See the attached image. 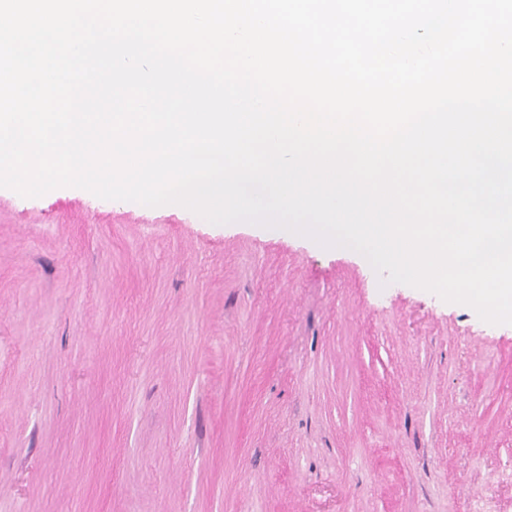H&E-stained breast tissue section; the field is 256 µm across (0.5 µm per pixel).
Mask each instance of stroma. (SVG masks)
<instances>
[{"mask_svg": "<svg viewBox=\"0 0 512 512\" xmlns=\"http://www.w3.org/2000/svg\"><path fill=\"white\" fill-rule=\"evenodd\" d=\"M0 512H512V327L288 231L0 188Z\"/></svg>", "mask_w": 512, "mask_h": 512, "instance_id": "obj_1", "label": "stroma"}]
</instances>
